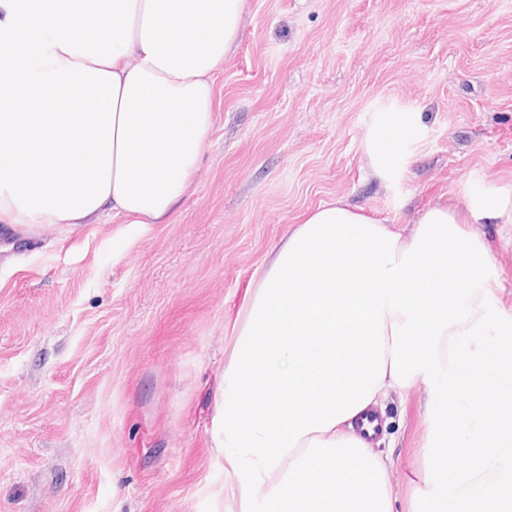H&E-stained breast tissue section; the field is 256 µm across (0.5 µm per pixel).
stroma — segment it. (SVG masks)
Listing matches in <instances>:
<instances>
[{"mask_svg":"<svg viewBox=\"0 0 512 512\" xmlns=\"http://www.w3.org/2000/svg\"><path fill=\"white\" fill-rule=\"evenodd\" d=\"M198 169L162 224L0 231V512H248L214 395L272 248L344 199L412 231L512 183V0H246ZM410 123L391 170L367 142ZM512 312V224H473ZM424 383L372 450L396 512L424 479Z\"/></svg>","mask_w":512,"mask_h":512,"instance_id":"1","label":"stroma"}]
</instances>
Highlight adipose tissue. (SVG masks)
Here are the masks:
<instances>
[{
	"instance_id": "ef3b65f1",
	"label": "adipose tissue",
	"mask_w": 512,
	"mask_h": 512,
	"mask_svg": "<svg viewBox=\"0 0 512 512\" xmlns=\"http://www.w3.org/2000/svg\"><path fill=\"white\" fill-rule=\"evenodd\" d=\"M245 0H0V224H159L196 172L214 78ZM408 131L386 118L379 173ZM411 235L344 200L274 251L215 395L213 442L249 512H394L356 422L394 388H430L427 512L461 456L512 454V314L473 224H512V185L421 212Z\"/></svg>"
}]
</instances>
